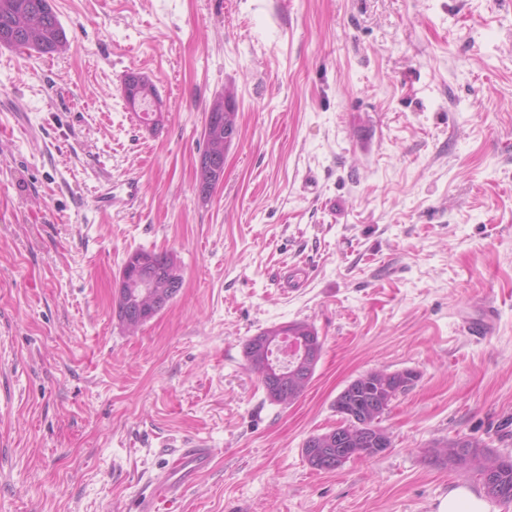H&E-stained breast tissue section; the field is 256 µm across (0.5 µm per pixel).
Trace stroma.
Masks as SVG:
<instances>
[{
  "label": "stroma",
  "instance_id": "obj_1",
  "mask_svg": "<svg viewBox=\"0 0 512 512\" xmlns=\"http://www.w3.org/2000/svg\"><path fill=\"white\" fill-rule=\"evenodd\" d=\"M51 4L66 54L0 45V512H138L195 440L214 458L171 512L486 497L431 452L512 456V0ZM228 88L239 134L204 199ZM139 248L174 252L184 281L132 334L115 294ZM294 321L323 350L285 406L243 347ZM374 369L417 374L382 419L390 450L311 468L303 441Z\"/></svg>",
  "mask_w": 512,
  "mask_h": 512
}]
</instances>
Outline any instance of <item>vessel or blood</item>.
Returning a JSON list of instances; mask_svg holds the SVG:
<instances>
[{
    "instance_id": "obj_1",
    "label": "vessel or blood",
    "mask_w": 512,
    "mask_h": 512,
    "mask_svg": "<svg viewBox=\"0 0 512 512\" xmlns=\"http://www.w3.org/2000/svg\"><path fill=\"white\" fill-rule=\"evenodd\" d=\"M211 459L212 451L204 444L181 449L168 469L155 481L152 494L142 500L139 512H155L157 502L169 500L183 492L208 470Z\"/></svg>"
}]
</instances>
